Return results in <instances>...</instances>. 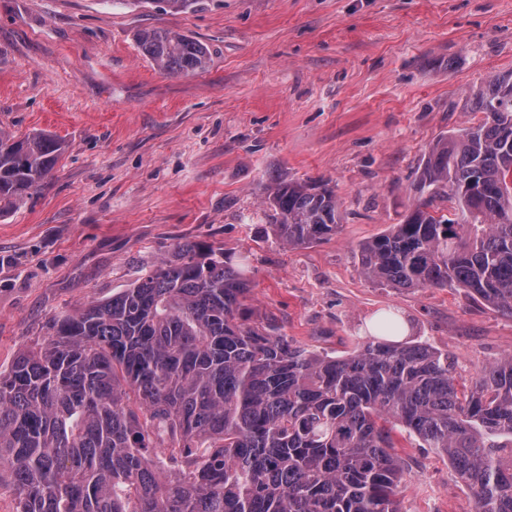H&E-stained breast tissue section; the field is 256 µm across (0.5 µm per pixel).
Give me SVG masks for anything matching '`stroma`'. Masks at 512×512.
Masks as SVG:
<instances>
[{
  "label": "stroma",
  "instance_id": "obj_1",
  "mask_svg": "<svg viewBox=\"0 0 512 512\" xmlns=\"http://www.w3.org/2000/svg\"><path fill=\"white\" fill-rule=\"evenodd\" d=\"M144 28L205 45L201 73L142 55ZM512 70V0H0V130L66 151L0 216V372L51 319L122 291L189 240L246 259L255 318L305 348L355 351L386 310L470 382L512 352V316L460 288L398 290L361 275L360 244L400 223L442 135L481 120L474 94ZM323 180L330 240L282 246L270 180ZM402 512H474L446 456L395 433Z\"/></svg>",
  "mask_w": 512,
  "mask_h": 512
}]
</instances>
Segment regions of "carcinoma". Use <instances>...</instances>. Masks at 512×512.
I'll use <instances>...</instances> for the list:
<instances>
[{"instance_id": "carcinoma-1", "label": "carcinoma", "mask_w": 512, "mask_h": 512, "mask_svg": "<svg viewBox=\"0 0 512 512\" xmlns=\"http://www.w3.org/2000/svg\"><path fill=\"white\" fill-rule=\"evenodd\" d=\"M136 39L169 74L208 67L188 36ZM475 106L482 121L430 146L416 207L355 258L371 281L463 288L512 314V71ZM64 152L54 136L0 130V215ZM264 203L291 248L341 227L327 182L274 179ZM251 291L244 266L186 241L130 287L54 318L0 375V487L13 489L15 512H401L399 427L448 457L475 512H512V353L461 391L448 353L391 340L403 331L394 312L338 356L252 321Z\"/></svg>"}]
</instances>
